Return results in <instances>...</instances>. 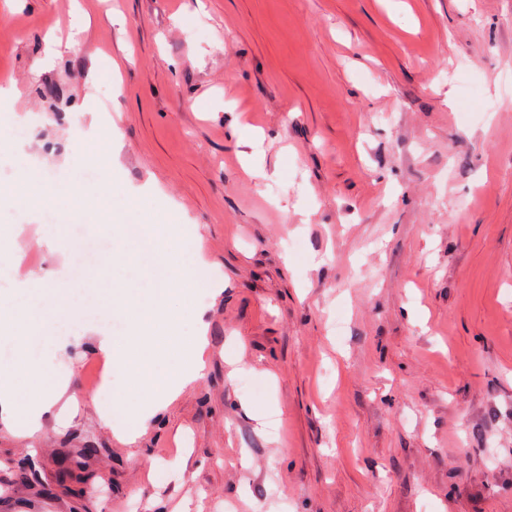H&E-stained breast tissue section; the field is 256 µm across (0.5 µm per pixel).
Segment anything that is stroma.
<instances>
[{
	"mask_svg": "<svg viewBox=\"0 0 512 512\" xmlns=\"http://www.w3.org/2000/svg\"><path fill=\"white\" fill-rule=\"evenodd\" d=\"M6 85L0 292L50 272L83 314L30 349L39 430L0 413V512H512V0H0ZM22 163L206 264V370L166 405L90 387L128 331L95 279L151 262L15 209Z\"/></svg>",
	"mask_w": 512,
	"mask_h": 512,
	"instance_id": "1",
	"label": "stroma"
}]
</instances>
